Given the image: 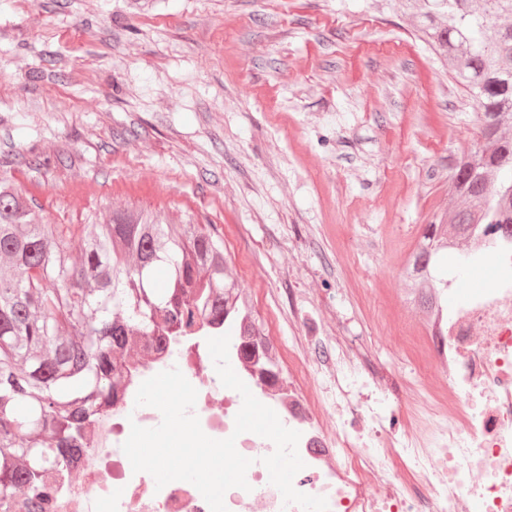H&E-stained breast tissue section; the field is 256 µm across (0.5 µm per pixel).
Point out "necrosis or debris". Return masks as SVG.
I'll use <instances>...</instances> for the list:
<instances>
[{
    "label": "necrosis or debris",
    "instance_id": "necrosis-or-debris-1",
    "mask_svg": "<svg viewBox=\"0 0 512 512\" xmlns=\"http://www.w3.org/2000/svg\"><path fill=\"white\" fill-rule=\"evenodd\" d=\"M463 249L492 267V280L449 309L447 336L423 344L442 384L409 400L414 424L403 434L371 420L367 400L342 388L334 414L322 419L317 398L300 383L260 380L251 337H231L238 377L301 434L304 467L295 489L325 498L329 512H512V237L481 227ZM126 363L118 396L86 424L84 444L47 512H210L193 484L157 487L149 473L133 471L122 450L132 425L150 428L162 419L157 409L136 406L139 386L174 367L198 392L193 412L204 433L235 437L237 451L252 461L248 489L224 495L227 512H302L269 481L262 459L273 443L251 432L234 435L241 401L222 386L207 346L183 338L163 346L141 337ZM400 456L411 472L406 486L391 467Z\"/></svg>",
    "mask_w": 512,
    "mask_h": 512
}]
</instances>
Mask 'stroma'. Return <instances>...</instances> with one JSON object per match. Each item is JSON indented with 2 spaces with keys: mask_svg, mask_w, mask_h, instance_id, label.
Masks as SVG:
<instances>
[{
  "mask_svg": "<svg viewBox=\"0 0 512 512\" xmlns=\"http://www.w3.org/2000/svg\"><path fill=\"white\" fill-rule=\"evenodd\" d=\"M406 0H0V173L44 224H214L285 355L346 341L404 428L403 268L475 141Z\"/></svg>",
  "mask_w": 512,
  "mask_h": 512,
  "instance_id": "obj_1",
  "label": "stroma"
}]
</instances>
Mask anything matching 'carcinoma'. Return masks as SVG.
<instances>
[{"mask_svg": "<svg viewBox=\"0 0 512 512\" xmlns=\"http://www.w3.org/2000/svg\"><path fill=\"white\" fill-rule=\"evenodd\" d=\"M420 38L477 103V143L456 158L448 210L425 225L404 269L407 302L432 335L448 316V245L477 224L512 235V0H420ZM167 277L158 284L155 273ZM224 324L265 340L250 293L212 224L163 221L127 207L78 230L42 224L0 176V512H38L81 447L86 423L112 402L136 336H201ZM288 381L277 348L260 363Z\"/></svg>", "mask_w": 512, "mask_h": 512, "instance_id": "carcinoma-1", "label": "carcinoma"}]
</instances>
